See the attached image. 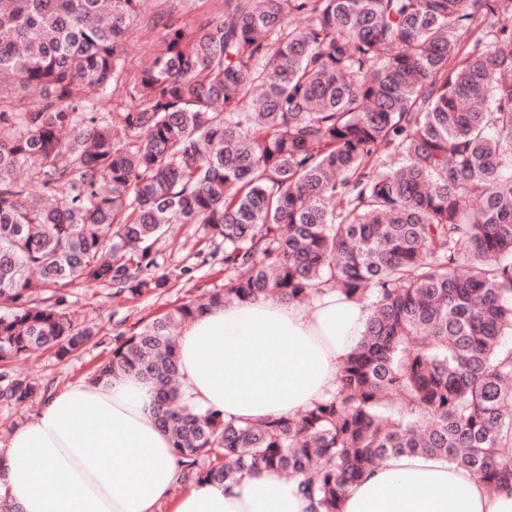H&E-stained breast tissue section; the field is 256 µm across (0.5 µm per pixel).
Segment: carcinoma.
<instances>
[{"label": "carcinoma", "instance_id": "obj_1", "mask_svg": "<svg viewBox=\"0 0 512 512\" xmlns=\"http://www.w3.org/2000/svg\"><path fill=\"white\" fill-rule=\"evenodd\" d=\"M150 2L0 8V406L51 390L16 360L99 335L64 290L154 294L165 226L202 224L224 290L92 374L155 384L180 481L265 468L340 512L385 458L427 453L512 490V0H220L191 23L206 0H164L138 66L123 41ZM325 289L369 311L336 393L244 423L180 402L177 327Z\"/></svg>", "mask_w": 512, "mask_h": 512}]
</instances>
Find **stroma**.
I'll list each match as a JSON object with an SVG mask.
<instances>
[{"label":"stroma","instance_id":"stroma-1","mask_svg":"<svg viewBox=\"0 0 512 512\" xmlns=\"http://www.w3.org/2000/svg\"><path fill=\"white\" fill-rule=\"evenodd\" d=\"M157 248L159 270L170 278L165 288L143 297H116L106 286L69 289L66 305L70 313L76 321L97 323V342L64 361L49 353L19 359L15 371L53 381L55 388H62L90 376L105 362L119 334L141 327L181 303L223 288L224 255L213 252L202 225H175L171 236L160 240Z\"/></svg>","mask_w":512,"mask_h":512}]
</instances>
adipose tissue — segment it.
<instances>
[{
	"mask_svg": "<svg viewBox=\"0 0 512 512\" xmlns=\"http://www.w3.org/2000/svg\"><path fill=\"white\" fill-rule=\"evenodd\" d=\"M368 311L336 292L311 304L233 301L178 339L182 401L226 419L295 417L333 393ZM154 386L123 375L50 392L0 440V505L21 512H314L298 482L258 470L178 490L179 465L154 420ZM342 512H512L469 471L429 455L394 456L350 485Z\"/></svg>",
	"mask_w": 512,
	"mask_h": 512,
	"instance_id": "1",
	"label": "adipose tissue"
}]
</instances>
